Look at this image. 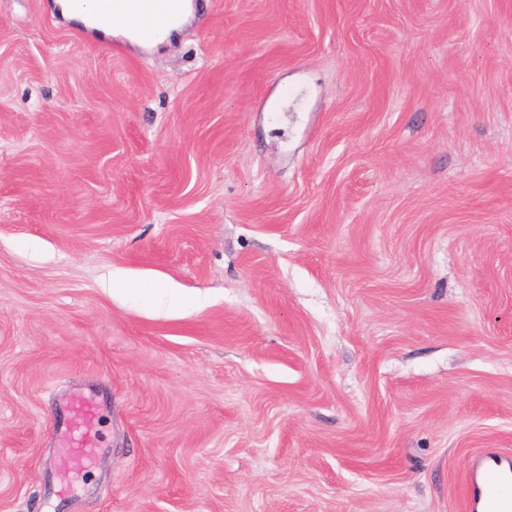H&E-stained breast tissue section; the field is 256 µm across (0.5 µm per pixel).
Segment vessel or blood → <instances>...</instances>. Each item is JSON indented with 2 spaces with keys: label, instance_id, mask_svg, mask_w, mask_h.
I'll use <instances>...</instances> for the list:
<instances>
[{
  "label": "vessel or blood",
  "instance_id": "b4317fda",
  "mask_svg": "<svg viewBox=\"0 0 512 512\" xmlns=\"http://www.w3.org/2000/svg\"><path fill=\"white\" fill-rule=\"evenodd\" d=\"M78 9L91 16L94 30L106 31L122 22L135 23V32L146 39L160 37L175 21L178 0H74ZM95 410L82 395H74L71 411L57 424L56 431L69 439V456L74 463L89 462L95 449L78 440L82 424ZM468 480L473 489V504L483 512H512V459L496 454H480L472 458Z\"/></svg>",
  "mask_w": 512,
  "mask_h": 512
}]
</instances>
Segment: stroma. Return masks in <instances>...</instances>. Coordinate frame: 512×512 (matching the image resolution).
<instances>
[{
    "label": "stroma",
    "mask_w": 512,
    "mask_h": 512,
    "mask_svg": "<svg viewBox=\"0 0 512 512\" xmlns=\"http://www.w3.org/2000/svg\"><path fill=\"white\" fill-rule=\"evenodd\" d=\"M195 2L149 49L0 0V512H469L512 457V0ZM96 407L86 402L81 394H76L71 400V411L65 420L56 425V432L69 438L70 447L68 453L71 460L77 464L89 462L95 453V448L90 443L76 438L81 425L89 421ZM468 480L473 489L471 508L477 504L484 512L512 511V460L496 454L472 458Z\"/></svg>",
    "instance_id": "1"
}]
</instances>
